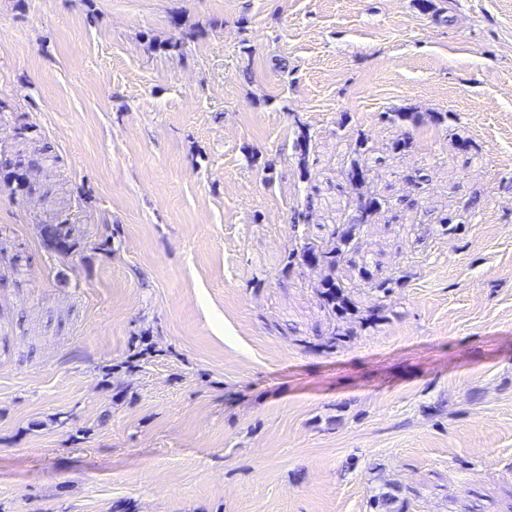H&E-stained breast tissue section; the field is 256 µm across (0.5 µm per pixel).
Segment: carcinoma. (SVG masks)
I'll return each instance as SVG.
<instances>
[{"label": "carcinoma", "instance_id": "cac0c4a2", "mask_svg": "<svg viewBox=\"0 0 512 512\" xmlns=\"http://www.w3.org/2000/svg\"><path fill=\"white\" fill-rule=\"evenodd\" d=\"M371 154L368 138L360 136L356 138L352 147V159L350 161L348 179L351 187L359 186L365 179L367 172V159ZM38 165L32 158L27 163L13 160L7 156L0 158V174L3 175V184L10 190L25 186L27 172ZM387 207V204L376 197L357 198V206L349 213V219L338 225L332 232L329 240L323 245L305 243L292 248L285 257L284 270L288 271L293 266L305 262L307 254L320 255L318 266L324 271L319 284V295L324 308L338 319H348L358 314V308L352 302L347 286L336 274L345 255L354 247L357 228L362 224H368L372 216ZM44 240L56 252L68 254L76 247L72 240L69 228L65 224H51L42 226Z\"/></svg>", "mask_w": 512, "mask_h": 512}]
</instances>
